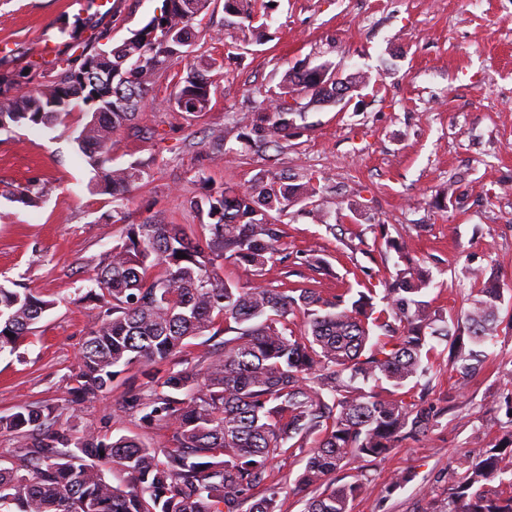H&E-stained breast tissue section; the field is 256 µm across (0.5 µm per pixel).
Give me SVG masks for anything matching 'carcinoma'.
Masks as SVG:
<instances>
[{"label":"carcinoma","mask_w":512,"mask_h":512,"mask_svg":"<svg viewBox=\"0 0 512 512\" xmlns=\"http://www.w3.org/2000/svg\"><path fill=\"white\" fill-rule=\"evenodd\" d=\"M210 0H162L159 13L119 46L83 47L53 75L30 69L26 86L0 73V130L53 127L72 112L90 116L76 142L96 173L93 190L112 197V223L125 221L131 193L146 174L141 163L112 164V136L132 127L157 79L189 56L193 22ZM267 0H224L223 26L267 27ZM222 63L197 55L172 76L171 111L187 119L211 108L218 92L210 73ZM336 64L286 70L278 95L254 113L237 141L260 151L304 127L306 113L288 106L289 93L330 98ZM187 200L198 224L145 221L96 266L91 292L105 307L80 351L75 401L105 393L121 372L137 366L144 382L127 389L126 406L148 427L167 432L154 446L137 436H79L54 427L52 404L0 416V430L20 437L16 461L0 466V512H277L278 483L271 463L307 457L298 484L315 488L305 512H349L369 488L361 468L337 485L327 477L353 458L385 457L404 439H420L440 413L408 403L400 391L434 372L446 343L448 365L464 383L486 363L485 345L498 332L499 280L468 271L474 289L453 322L432 311L424 290L432 274L410 261L384 284L376 309L374 288L332 300L308 288H269L258 282L281 251L279 216L303 203L307 217L326 223L314 205L313 177L288 182L257 178L245 188L215 185ZM32 182L9 192L24 206L38 204ZM186 258H180V255ZM233 265L254 278L247 287L224 279ZM55 302L16 283L0 285V352L31 334ZM221 338L202 370L175 369L185 340ZM486 448L467 467H448L444 512H512V458ZM126 474L118 484L97 461ZM495 481L497 485L489 486Z\"/></svg>","instance_id":"obj_1"}]
</instances>
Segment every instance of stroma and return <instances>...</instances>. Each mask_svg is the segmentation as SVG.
<instances>
[{"label": "stroma", "mask_w": 512, "mask_h": 512, "mask_svg": "<svg viewBox=\"0 0 512 512\" xmlns=\"http://www.w3.org/2000/svg\"><path fill=\"white\" fill-rule=\"evenodd\" d=\"M159 7V0H0V60L12 72L34 63L49 69L72 54L71 31L84 40L106 31L116 46ZM269 14L262 43L244 45L234 30L218 41L224 0H212L194 24L192 46L224 60L210 111L189 123L171 112L173 81L165 75L136 121L143 135L114 134V163L147 166L127 223H112L111 197L89 188L94 172L73 141L82 113L52 128L0 131V284H26L56 303L15 353L0 354V415L51 403L78 428L163 443L162 431L142 427L125 407L130 372L102 396L73 401L80 348L100 313L86 297L99 256L126 224L194 223L186 201L201 191L199 174L240 187L262 175L308 174L327 221L289 208L280 224L285 258L267 266L268 287L310 288L330 299L358 282L391 278L410 259L431 270L426 299L448 319L471 291L468 269H486L503 288L501 331L484 369L462 385L446 369L432 380L429 401L451 397V409L424 438L366 463L370 489L350 504V512H437L449 466L512 439L505 402L512 196L503 193L512 185V0H275ZM327 60L365 80L345 110H309L305 129L277 149L206 154L212 133L235 141L286 69ZM31 180L46 188L38 206L3 197ZM391 239L401 250L388 247ZM313 257L323 267H308ZM304 466L300 456L273 461L280 512H303L310 494L296 479Z\"/></svg>", "instance_id": "obj_1"}]
</instances>
